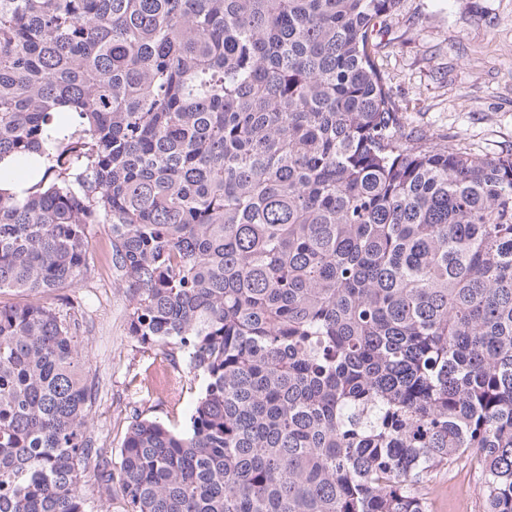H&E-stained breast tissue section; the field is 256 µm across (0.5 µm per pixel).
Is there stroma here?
<instances>
[{"label":"stroma","mask_w":512,"mask_h":512,"mask_svg":"<svg viewBox=\"0 0 512 512\" xmlns=\"http://www.w3.org/2000/svg\"><path fill=\"white\" fill-rule=\"evenodd\" d=\"M377 62L413 137L486 157L512 153V0H401L386 18ZM91 265L78 287L41 296L70 321L92 386L88 433L111 469L133 416L184 427L202 387L173 393L166 350L129 331L131 295L112 262L109 225H91ZM482 512L473 463L441 470L425 487L431 512H455L461 489Z\"/></svg>","instance_id":"stroma-1"}]
</instances>
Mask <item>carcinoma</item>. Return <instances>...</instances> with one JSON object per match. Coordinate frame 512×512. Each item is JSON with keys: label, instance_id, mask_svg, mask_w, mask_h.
Masks as SVG:
<instances>
[{"label": "carcinoma", "instance_id": "carcinoma-1", "mask_svg": "<svg viewBox=\"0 0 512 512\" xmlns=\"http://www.w3.org/2000/svg\"><path fill=\"white\" fill-rule=\"evenodd\" d=\"M400 0H0V292L112 230L129 330L205 381L135 415L125 512H430L477 458L512 512V154L404 133ZM72 327L0 305V512H87Z\"/></svg>", "mask_w": 512, "mask_h": 512}]
</instances>
